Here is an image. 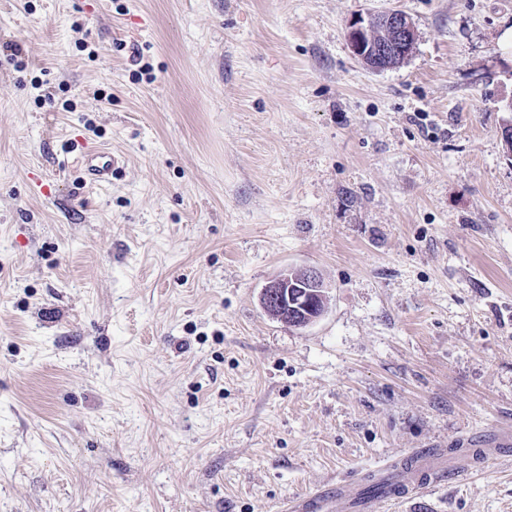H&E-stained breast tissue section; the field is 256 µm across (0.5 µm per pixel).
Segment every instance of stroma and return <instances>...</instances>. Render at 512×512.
Segmentation results:
<instances>
[{
	"label": "stroma",
	"mask_w": 512,
	"mask_h": 512,
	"mask_svg": "<svg viewBox=\"0 0 512 512\" xmlns=\"http://www.w3.org/2000/svg\"><path fill=\"white\" fill-rule=\"evenodd\" d=\"M509 122L512 0H0V512H281L512 429ZM380 512H512V447ZM377 25L383 26L387 34L386 40H377ZM416 39L413 22L406 13L398 9L371 16L366 25L360 21L348 33V43L353 55L374 70L389 68V57L406 58L412 52ZM368 55L372 64L366 63L365 58ZM86 170L91 180L107 183L112 179V154L96 147H89L82 151ZM294 288L312 289L307 294H313V298L307 299L306 292L296 293L292 290ZM327 290V286L314 270L306 271L305 277L301 280L296 278L294 271H286L262 289L260 303L266 314L281 322L289 319V310L299 311L300 318L293 319L291 325L295 328H305L326 312L329 300Z\"/></svg>",
	"instance_id": "stroma-1"
}]
</instances>
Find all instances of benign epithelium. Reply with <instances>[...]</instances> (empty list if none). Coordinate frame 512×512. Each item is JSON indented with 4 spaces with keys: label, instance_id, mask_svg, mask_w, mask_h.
Listing matches in <instances>:
<instances>
[{
    "label": "benign epithelium",
    "instance_id": "1",
    "mask_svg": "<svg viewBox=\"0 0 512 512\" xmlns=\"http://www.w3.org/2000/svg\"><path fill=\"white\" fill-rule=\"evenodd\" d=\"M417 34L409 16L401 10H389L351 27L348 43L359 60L371 57L370 67L383 70L390 67L389 58L407 57L413 50ZM328 291L321 277L314 270L297 279L295 272L286 271L269 282L261 292L260 303L266 314L281 322L288 319V312L299 311L292 320L295 328H305L326 312Z\"/></svg>",
    "mask_w": 512,
    "mask_h": 512
}]
</instances>
